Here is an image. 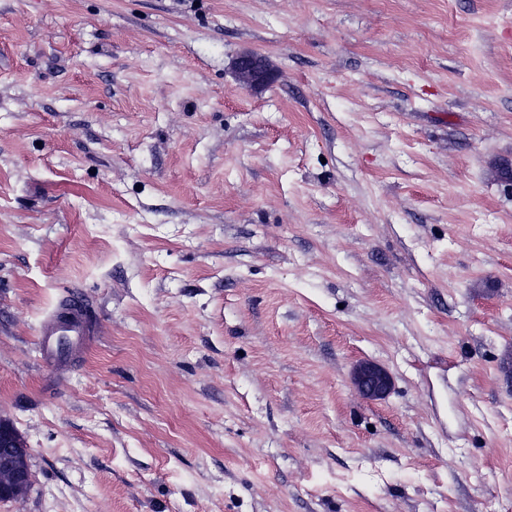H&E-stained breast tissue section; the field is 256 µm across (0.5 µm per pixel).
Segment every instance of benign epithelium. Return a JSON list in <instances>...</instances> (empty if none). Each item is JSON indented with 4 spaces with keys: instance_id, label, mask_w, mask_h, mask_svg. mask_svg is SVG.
<instances>
[{
    "instance_id": "7a95c632",
    "label": "benign epithelium",
    "mask_w": 512,
    "mask_h": 512,
    "mask_svg": "<svg viewBox=\"0 0 512 512\" xmlns=\"http://www.w3.org/2000/svg\"><path fill=\"white\" fill-rule=\"evenodd\" d=\"M239 85L255 90L268 84L272 71L266 58L254 53L240 54L234 65ZM359 391L370 398L384 396L391 385L390 375L371 363H362L354 375ZM31 453L19 431L10 421L0 419V501L25 498L33 484Z\"/></svg>"
}]
</instances>
